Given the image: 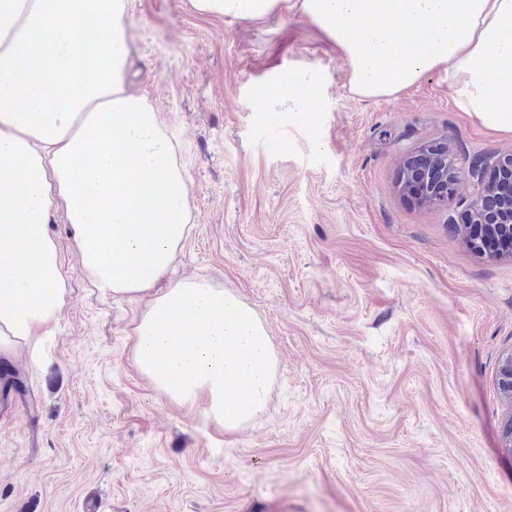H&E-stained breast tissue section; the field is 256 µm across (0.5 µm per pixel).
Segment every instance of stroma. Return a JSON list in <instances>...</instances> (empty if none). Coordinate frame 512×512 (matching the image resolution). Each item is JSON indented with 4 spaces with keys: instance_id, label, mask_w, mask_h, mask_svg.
I'll use <instances>...</instances> for the list:
<instances>
[{
    "instance_id": "stroma-1",
    "label": "stroma",
    "mask_w": 512,
    "mask_h": 512,
    "mask_svg": "<svg viewBox=\"0 0 512 512\" xmlns=\"http://www.w3.org/2000/svg\"><path fill=\"white\" fill-rule=\"evenodd\" d=\"M130 87L158 112L193 230L172 279L234 291L279 357L266 412L233 433L138 372L141 300L102 296L68 226L50 234L70 294L39 358L0 400V512H512V256L474 252L469 190L406 192L409 157L440 145L512 152L454 104L444 73L390 97L350 89L307 18L250 22L191 0H131ZM313 68L312 109L263 99Z\"/></svg>"
}]
</instances>
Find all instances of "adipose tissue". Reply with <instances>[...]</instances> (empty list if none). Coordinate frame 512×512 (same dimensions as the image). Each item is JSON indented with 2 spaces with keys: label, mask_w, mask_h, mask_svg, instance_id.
<instances>
[{
  "label": "adipose tissue",
  "mask_w": 512,
  "mask_h": 512,
  "mask_svg": "<svg viewBox=\"0 0 512 512\" xmlns=\"http://www.w3.org/2000/svg\"><path fill=\"white\" fill-rule=\"evenodd\" d=\"M203 14L308 18L343 52L352 90L386 97L444 72L455 105L512 137V0H192ZM130 0H0V356L35 346L69 294L48 231L72 230L103 294L145 300L137 370L233 432L264 414L278 357L235 292L169 280L192 231L189 189L155 109L129 91Z\"/></svg>",
  "instance_id": "ef3b65f1"
}]
</instances>
